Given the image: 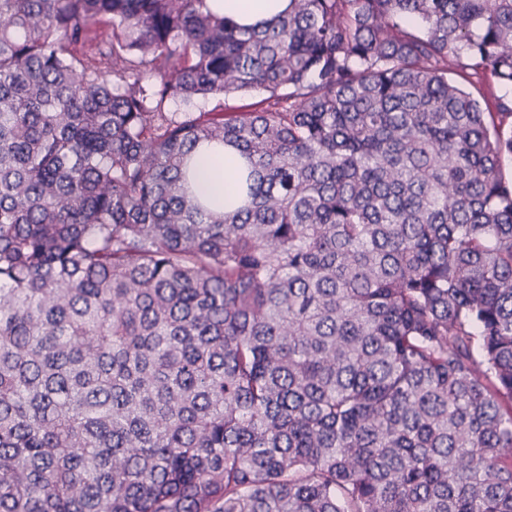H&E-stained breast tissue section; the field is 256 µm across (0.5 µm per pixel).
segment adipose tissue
I'll use <instances>...</instances> for the list:
<instances>
[{"label": "adipose tissue", "mask_w": 512, "mask_h": 512, "mask_svg": "<svg viewBox=\"0 0 512 512\" xmlns=\"http://www.w3.org/2000/svg\"><path fill=\"white\" fill-rule=\"evenodd\" d=\"M215 10L233 16L243 25H254L283 13L289 0H212ZM245 160L231 146H204L190 163L188 190L201 202L227 209L244 206L246 193L240 173Z\"/></svg>", "instance_id": "obj_1"}]
</instances>
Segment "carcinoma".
<instances>
[{"instance_id": "obj_1", "label": "carcinoma", "mask_w": 512, "mask_h": 512, "mask_svg": "<svg viewBox=\"0 0 512 512\" xmlns=\"http://www.w3.org/2000/svg\"><path fill=\"white\" fill-rule=\"evenodd\" d=\"M487 77L512 0H0V512H512ZM204 143L244 207L187 193ZM215 10L230 15L242 25L268 21L288 9L289 0H211ZM267 96L262 90L250 91L246 94L233 98L224 99L222 96L210 97L198 101L192 110L194 112H219L225 108L236 110V112H247L255 108V105Z\"/></svg>"}]
</instances>
